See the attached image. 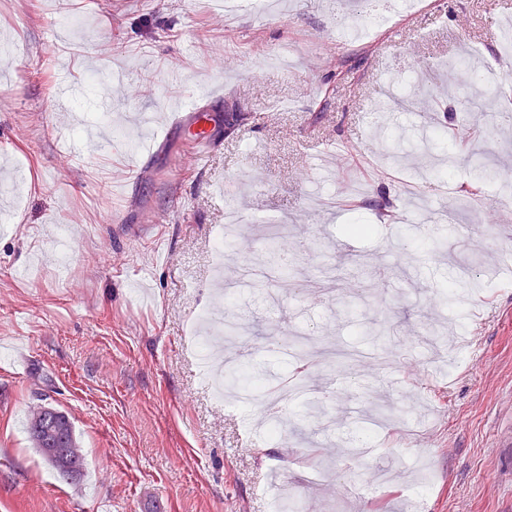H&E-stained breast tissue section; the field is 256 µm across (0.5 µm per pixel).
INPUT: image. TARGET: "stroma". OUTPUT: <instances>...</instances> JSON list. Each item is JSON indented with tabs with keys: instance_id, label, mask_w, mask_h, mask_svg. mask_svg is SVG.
<instances>
[{
	"instance_id": "stroma-1",
	"label": "stroma",
	"mask_w": 512,
	"mask_h": 512,
	"mask_svg": "<svg viewBox=\"0 0 512 512\" xmlns=\"http://www.w3.org/2000/svg\"><path fill=\"white\" fill-rule=\"evenodd\" d=\"M272 2L228 15L224 0H0L14 45L0 55V153L13 168L0 190V337L15 345L0 359V512H269L287 487L301 512H512V271L491 263L512 236V199L472 170L503 167L512 127L493 109L463 112L451 73L416 83L467 43L495 58L512 0H432L365 45L337 41L351 18L326 0ZM60 61L74 88L65 110ZM392 82L412 111H381ZM203 86L213 97L197 96ZM231 105L244 120L207 148L166 130L171 113ZM428 113L475 134L436 148ZM159 136L161 157L135 165L133 150ZM450 157L474 211L431 177ZM411 177L453 222L447 251L428 249L404 210ZM238 205L286 221L274 245L288 271L250 235L215 260ZM359 221L371 235L347 234ZM470 264L468 286L441 305L436 286ZM205 310L245 324L228 347L272 387L296 370L293 326L330 347L304 375V431L251 445L263 409L222 404L198 374ZM331 371L354 388L322 389ZM43 400L74 422L80 483L28 440ZM355 425L374 458H357ZM297 442L332 480L299 482Z\"/></svg>"
}]
</instances>
